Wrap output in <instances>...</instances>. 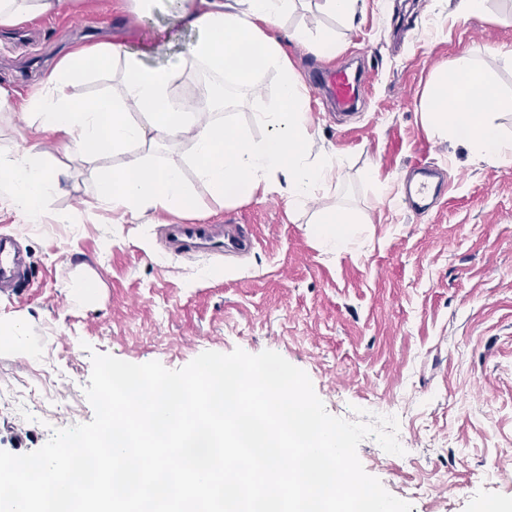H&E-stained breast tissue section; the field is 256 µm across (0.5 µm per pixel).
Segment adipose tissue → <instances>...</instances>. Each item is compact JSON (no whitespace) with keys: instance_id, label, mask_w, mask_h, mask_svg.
Returning <instances> with one entry per match:
<instances>
[{"instance_id":"adipose-tissue-1","label":"adipose tissue","mask_w":512,"mask_h":512,"mask_svg":"<svg viewBox=\"0 0 512 512\" xmlns=\"http://www.w3.org/2000/svg\"><path fill=\"white\" fill-rule=\"evenodd\" d=\"M293 2L185 0L179 13L181 25L198 34L190 57L215 74H223L246 49L251 57L236 73L238 85L253 87L257 69L280 71L277 107L254 115L266 131L262 140H250L229 117L213 112L212 100L185 111L183 100L173 94L176 69L146 65L140 54L112 43L78 46L62 57L23 98V116L54 134L63 150L122 155L120 166L99 176L95 198L132 224L150 213L193 208L180 167L148 165L146 148L160 144H190L198 179L224 201L278 192L287 195L291 210L304 209L339 175L341 164L335 152L317 148L306 97L282 44L268 33ZM117 63L124 74L120 94H71L74 80ZM136 112L141 115L137 121L132 118ZM504 112H512V95L493 90L468 54L440 71L422 102L423 121L433 135L463 144L479 159L512 164V138L495 124ZM65 178L39 144L0 150V200L22 219L40 220ZM350 222L347 211L320 210L307 231L323 249L341 253L353 237Z\"/></svg>"}]
</instances>
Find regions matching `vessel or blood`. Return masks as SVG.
<instances>
[{"mask_svg": "<svg viewBox=\"0 0 512 512\" xmlns=\"http://www.w3.org/2000/svg\"><path fill=\"white\" fill-rule=\"evenodd\" d=\"M336 107H354L366 92L360 75L338 69L323 77ZM169 249L174 255L187 252L224 253L246 251L252 247V237L236 224H171L167 227ZM25 279V263L11 248V240L0 237V288L18 284Z\"/></svg>", "mask_w": 512, "mask_h": 512, "instance_id": "vessel-or-blood-1", "label": "vessel or blood"}]
</instances>
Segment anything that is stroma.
<instances>
[{
	"mask_svg": "<svg viewBox=\"0 0 512 512\" xmlns=\"http://www.w3.org/2000/svg\"><path fill=\"white\" fill-rule=\"evenodd\" d=\"M75 0L58 14L25 21L29 38L7 43L0 28V87L12 93L0 112V149L36 140L19 96L70 48L104 40L175 67V96L195 89L207 70L190 64L198 38L176 16L182 0ZM457 0H360L354 22L321 0H295L273 35L305 27L330 34L336 53L318 57L288 44L317 124L318 145L335 150L342 177L319 204L359 221L349 249L323 252L308 235V214L287 196L255 194L230 203L195 173L185 146L156 147L150 163L179 166L195 207L138 224L93 207L100 170L121 156L90 159L45 149L68 174L43 222L28 224L0 208V235L18 237L29 283L0 293V324L23 321L41 350L27 359L0 350V450L42 447L53 429L92 420L85 396L93 354L176 370L205 351L272 350L304 370L326 411L350 421L356 408L399 422L404 455L373 439L358 447L364 470L411 512H479L512 503V164L472 157L434 137L422 121L424 95L440 70L477 55L495 89L512 93V0H489L485 13L455 14ZM358 63L371 86L356 110L339 112L315 89L326 69ZM281 75L267 69L255 89H238L232 118L255 140V112L277 104ZM423 161L447 175L434 206L411 212L401 184ZM389 185L385 198L378 183ZM92 208L72 221L81 203ZM239 224L253 237L242 255L174 258L169 224ZM44 369L56 384L34 406L18 397Z\"/></svg>",
	"mask_w": 512,
	"mask_h": 512,
	"instance_id": "35a3bbf8",
	"label": "stroma"
}]
</instances>
